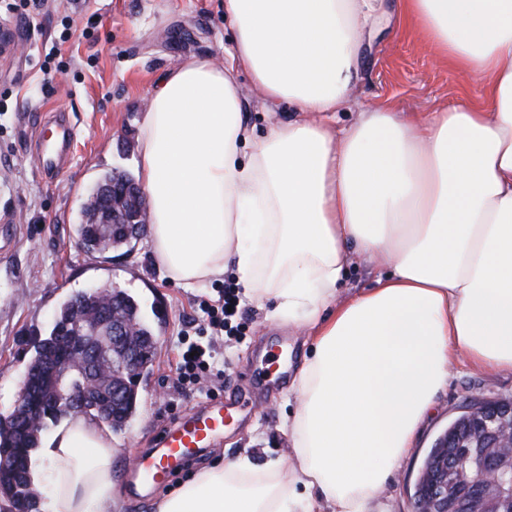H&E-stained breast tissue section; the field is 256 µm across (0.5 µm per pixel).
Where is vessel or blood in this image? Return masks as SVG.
I'll use <instances>...</instances> for the list:
<instances>
[{
    "label": "vessel or blood",
    "mask_w": 512,
    "mask_h": 512,
    "mask_svg": "<svg viewBox=\"0 0 512 512\" xmlns=\"http://www.w3.org/2000/svg\"><path fill=\"white\" fill-rule=\"evenodd\" d=\"M51 126L54 133L50 136L46 135L44 125L35 127L37 168L47 177L55 172L75 136V129L65 113L55 114ZM234 416V408L226 407L223 398L216 397L200 413L178 419L159 436L161 455L139 457L133 469L134 479L140 484L152 485L183 470L202 448L223 433L226 421Z\"/></svg>",
    "instance_id": "obj_1"
}]
</instances>
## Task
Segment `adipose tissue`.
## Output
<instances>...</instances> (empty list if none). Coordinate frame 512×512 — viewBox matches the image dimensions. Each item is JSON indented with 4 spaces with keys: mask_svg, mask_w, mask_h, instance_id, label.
Returning <instances> with one entry per match:
<instances>
[{
    "mask_svg": "<svg viewBox=\"0 0 512 512\" xmlns=\"http://www.w3.org/2000/svg\"><path fill=\"white\" fill-rule=\"evenodd\" d=\"M399 8L481 99L365 109L335 134L377 0H224L228 62L188 58L150 93L139 179L156 258L187 288L233 265L252 301L273 298L272 317L312 338L288 460L202 470L157 512H371L450 366L512 371V0ZM241 71L290 112L257 139ZM357 261L375 284L339 298ZM115 454L90 417L58 426L33 456L50 485L41 512H109Z\"/></svg>",
    "mask_w": 512,
    "mask_h": 512,
    "instance_id": "obj_1",
    "label": "adipose tissue"
}]
</instances>
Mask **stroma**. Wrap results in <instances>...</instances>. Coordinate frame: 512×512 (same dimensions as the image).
I'll use <instances>...</instances> for the list:
<instances>
[{
	"instance_id": "35a3bbf8",
	"label": "stroma",
	"mask_w": 512,
	"mask_h": 512,
	"mask_svg": "<svg viewBox=\"0 0 512 512\" xmlns=\"http://www.w3.org/2000/svg\"><path fill=\"white\" fill-rule=\"evenodd\" d=\"M18 3L0 0V26L13 35L0 50V416L13 411L36 344L49 335L62 303L92 288H119L139 302L158 347L138 384L135 415L112 433L115 512H155L161 496L195 473L242 454L259 463L287 459L297 401L283 383L254 392L242 421L226 427L190 469L150 496L129 494L140 450L156 447L164 428L206 401L203 393L180 389L175 375L179 347L198 322V300L217 298L239 280L229 267L200 287L185 288L166 275L148 237L98 254L87 252L79 235L83 204L101 176L137 172L152 85L192 56L223 62L233 37L224 0H35L24 12ZM380 13L382 25L365 33L356 59L355 102L389 106L407 117L454 103L465 77L435 63L402 22L397 0H381ZM52 43L60 44L64 66L44 73L42 49ZM238 84L253 136L287 119V108L268 110L248 74L239 73ZM57 111L69 115L77 136L58 175L45 179L35 168L29 121ZM240 308L239 331L212 340L227 398L245 389L259 353L279 355L281 368L293 375L311 352L297 324L270 319L245 298ZM475 397L512 398V371L453 368L386 485L380 498L386 512H413L425 456L461 404Z\"/></svg>"
}]
</instances>
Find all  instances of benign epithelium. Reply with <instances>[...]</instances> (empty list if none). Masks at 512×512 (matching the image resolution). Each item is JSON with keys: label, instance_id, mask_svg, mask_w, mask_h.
Masks as SVG:
<instances>
[{"label": "benign epithelium", "instance_id": "7a95c632", "mask_svg": "<svg viewBox=\"0 0 512 512\" xmlns=\"http://www.w3.org/2000/svg\"><path fill=\"white\" fill-rule=\"evenodd\" d=\"M131 193L144 196L138 185L100 184L86 201V223L110 224L118 234L140 237L117 217L116 205ZM85 296V292L75 295V318L46 361L27 369L16 412L0 417L1 428L23 433L39 427L43 411L50 406L83 413L98 401L102 384L109 379L108 411L114 414L124 403V387L139 382L157 348L156 339L141 341L135 322L108 299L93 315L84 314ZM462 411L480 420L483 439L475 444L476 450L440 471L438 492L414 503L415 512H512V480L503 479L512 471V400L475 398ZM28 473L27 449L0 451V492L16 501V512H28V502L41 498L37 487L27 482Z\"/></svg>", "mask_w": 512, "mask_h": 512}]
</instances>
